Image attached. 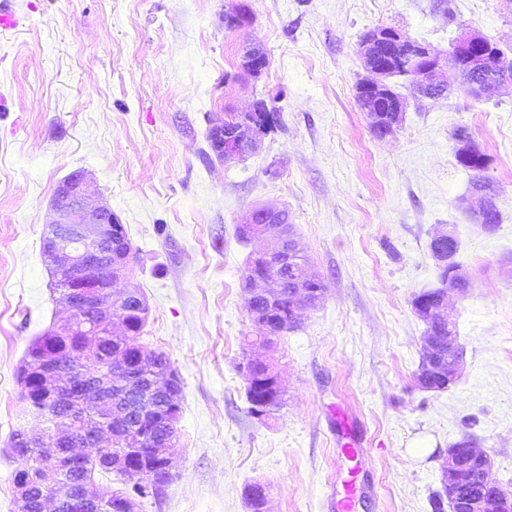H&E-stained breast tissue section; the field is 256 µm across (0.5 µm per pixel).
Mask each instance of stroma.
I'll return each mask as SVG.
<instances>
[{
    "label": "stroma",
    "instance_id": "35a3bbf8",
    "mask_svg": "<svg viewBox=\"0 0 512 512\" xmlns=\"http://www.w3.org/2000/svg\"><path fill=\"white\" fill-rule=\"evenodd\" d=\"M0 29V512H17L8 452L23 423L17 371L32 341L68 313L42 239L51 200L75 171L91 205L112 209L132 246L114 286L144 295L140 341L178 372L174 475L138 512H340L346 445L362 450L353 512H434L441 464L463 438L512 490V86L473 100L454 90L407 99L397 130L377 138L356 86L361 38L377 27L445 53L475 29L512 48V0H5ZM245 8V26L227 20ZM251 42L269 59L241 67ZM265 100L275 127L241 162L211 147L225 113ZM466 128L489 159L494 231L462 204L470 174L453 134ZM259 206L286 211L309 274L326 286L298 328L271 346L242 292L252 248L236 235ZM452 224L466 295L449 296L458 380L440 392L415 376L426 325L412 301L436 277L430 242ZM276 369L282 404L251 413L244 366Z\"/></svg>",
    "mask_w": 512,
    "mask_h": 512
}]
</instances>
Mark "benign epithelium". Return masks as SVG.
<instances>
[{
	"label": "benign epithelium",
	"instance_id": "7a95c632",
	"mask_svg": "<svg viewBox=\"0 0 512 512\" xmlns=\"http://www.w3.org/2000/svg\"><path fill=\"white\" fill-rule=\"evenodd\" d=\"M364 66L372 78L359 83L357 94L376 104L385 113L380 137L384 138L397 128L405 112L406 102L395 94L389 79L394 76L392 61L397 60L410 77L415 95L431 99L443 96L445 85L439 72L448 67L468 77L465 83L468 95L479 99L492 87L512 81V58L490 39L478 31H468L454 39L448 54L441 56L429 47L412 41L391 28H376L360 44ZM246 68L254 75L261 74L268 66L266 55L254 47L242 46ZM268 107L255 105L246 112L224 114V122L214 127L218 146L229 159L241 160L258 147L265 124L262 113ZM456 151L462 160L472 157L486 158L479 143L469 133L456 138ZM90 184L85 176L75 172L61 181L53 196L56 219L49 225L43 238V250L53 263L56 283L69 289L64 301L69 315L67 320L48 332L50 336H98L100 332L89 321L100 316L112 331L126 324L131 309L143 317L148 314L144 297L134 288L120 294L112 291L115 282L125 276L131 260L130 242L124 225L112 210L105 206L91 207ZM467 204L479 223L490 229L498 213L496 194L490 181L482 176L475 179ZM247 240L256 239L271 230L278 233V245L272 250L259 251L249 256L247 266L253 267L255 259L269 261L267 273L259 278H247L246 305L252 320L266 326L263 310L271 308L281 297L284 270L298 247L292 240L285 212L274 208L251 211L238 224ZM431 255L439 270L438 283L431 289L437 304L427 302L415 306L416 315L424 322L448 324V332L433 329L425 339V356L428 363L416 376L420 388L440 391L453 384L461 370L463 353L453 334L454 318L448 311V291L459 294L469 288L466 271L456 262L458 236L454 226L435 235L431 241ZM320 300L317 293L302 288L295 289L291 301L294 318H299L298 308L304 304L314 306ZM154 354L142 349L135 351L128 362L112 361L111 367L88 377H75L63 371L56 356L43 352L37 368L26 364L19 367L22 380L36 377L40 393L48 400L67 409L97 405L111 410L105 422L90 421L65 430L42 429L38 432L21 429L26 446L50 448L51 456L62 468L81 469L91 464L124 469L132 463L130 435L133 431L152 423L150 416L139 413L138 423L128 425L135 407L124 405L125 395L112 391V374L126 378L127 387H138L144 371L152 369ZM178 383L175 371L152 376L151 389L163 395L173 392ZM114 442L123 447L118 453L104 454V443ZM17 482L14 484L19 512H45L47 504L62 506L65 512H97L112 500L108 491L100 490L92 481L74 487L60 488L53 471H48L39 489L29 482L28 466L23 456H18ZM491 460L478 448L466 445L448 449L444 458L442 487L454 512H512V495L488 479Z\"/></svg>",
	"mask_w": 512,
	"mask_h": 512
}]
</instances>
